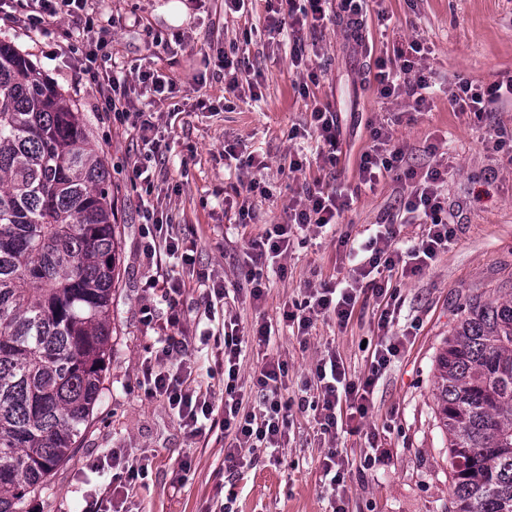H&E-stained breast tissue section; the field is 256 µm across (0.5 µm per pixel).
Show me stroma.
<instances>
[{"mask_svg": "<svg viewBox=\"0 0 512 512\" xmlns=\"http://www.w3.org/2000/svg\"><path fill=\"white\" fill-rule=\"evenodd\" d=\"M94 8L112 33L108 72L127 79L129 99L143 107L148 98L135 76L152 67L173 76L180 86L174 98L158 103L160 131L169 148L157 168L154 191L158 213L179 224L181 251L172 269L186 283L182 308L187 323L201 309V279L224 282L235 298L217 307L216 321L235 319L241 331L257 322L277 323L279 334L269 348L250 346L238 382L251 388L265 355L285 361L288 374L279 390L284 400L297 398L317 360L336 352L349 376H363L379 316L372 293L361 294L352 319H318L309 335H298L280 322L284 306L302 301L307 283L335 281L348 262L337 246L339 234L358 235L386 213L398 212L403 193L395 178L376 189L361 185L357 163L372 144L371 127L388 125L405 150L403 167L424 172L448 168V216L454 236L425 272L393 279L402 299L396 333L414 328L412 346L381 377L374 406L356 434H321L312 412L291 410L279 461L259 458L229 476L224 466V432L195 436L167 403L148 397L141 369L159 350L157 331L143 323L142 310L153 305L157 322L166 319L164 302L154 300L148 282L156 274L147 256V226L142 218L135 165L147 163L148 151L132 119L116 120L97 109L95 99L68 60L51 56L41 38L0 27V39L14 42L67 91L82 112L87 130L104 156L118 210L120 276L112 294V344L104 389L93 420L76 444L70 461L53 473L46 493L26 501L24 512H84L112 477V456L147 463L144 478L130 490L126 512H332L331 490L323 486L320 462L337 448L350 462L348 512H446L450 498L448 441L435 424L434 363L449 332L465 317L469 300L512 295V146L495 147L499 130L512 129V103L475 116L449 102L460 82L486 88L512 74V0H368L362 15L361 42L346 37L348 19L340 15L318 31L313 66L319 82L309 95L330 104L340 124L339 161L320 168L317 143L307 136L309 113L300 79L290 66L294 42L268 45L250 36L265 17L264 0H253L246 14L228 13L224 0H96ZM391 22L382 25L380 15ZM140 16L142 24L131 21ZM167 47L154 44V36ZM420 40L428 49L426 74L435 84L427 109L408 112L400 100L380 98L373 76L375 61L393 44ZM243 70L261 75L263 97L253 100L247 88L224 89V54ZM238 154L263 155L261 174L224 164L225 145ZM291 155L306 159L302 171L283 167ZM258 177L267 194L256 197L254 216L240 224L236 210L224 207L240 181ZM351 195L335 232L310 228L299 232L285 259L284 273H270L261 306L245 291L239 267L249 242L269 225L283 223V209L312 179ZM222 348L196 335L183 361L171 369H190L195 383L208 388L223 418ZM389 456L372 469L363 460L371 441Z\"/></svg>", "mask_w": 512, "mask_h": 512, "instance_id": "stroma-1", "label": "stroma"}]
</instances>
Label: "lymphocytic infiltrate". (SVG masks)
<instances>
[{
    "label": "lymphocytic infiltrate",
    "instance_id": "obj_1",
    "mask_svg": "<svg viewBox=\"0 0 512 512\" xmlns=\"http://www.w3.org/2000/svg\"><path fill=\"white\" fill-rule=\"evenodd\" d=\"M364 2L266 0V17L260 33L271 42L285 34L299 42L305 32L324 27L334 10H341L350 20H357ZM0 24L18 26L49 40L51 54L69 58L74 69L86 77L103 111L114 113L118 118L130 111L137 112L140 139L148 145L151 154L162 151L153 111L133 109L123 81L115 77L100 78L95 69L98 58L106 56L110 41L107 29L91 12L89 0H0ZM424 60L423 44L417 40L395 45L391 54L378 58L374 81L379 96L404 98L411 112L427 108L430 84ZM507 100H512V75L483 90L472 87L469 82H461L451 96L457 111L478 116L491 111L494 104ZM309 127L319 144L318 159L323 165H336L339 123L331 106L312 103ZM371 137L373 145L361 155L358 164L361 182L373 189L382 178L392 175L397 181L406 183L403 210L423 224L425 232L418 243L403 244L395 230L396 216L386 215L364 240L347 234L339 236L338 245L345 248L351 263L347 275L340 281L323 282L319 287L307 289L304 300L283 313L284 320L296 324L299 333L304 335L318 317L325 315L334 316L337 323L344 326L350 321L362 290L371 289L374 296L382 298L385 306L377 321L380 338L371 353L370 372L363 378L351 379L342 360L335 353H327L317 361L312 372L316 396L302 395L290 403L275 396L281 378L288 373L287 365L281 359L269 357L253 377V385L262 401L259 407L251 408L237 384L240 359L248 343L270 346L276 336L275 327L270 323L262 324L249 339L235 327L225 332L223 427L230 443L224 450V463L229 471H236L240 466L244 451L269 449L276 452L281 449L288 426V411L293 406L303 412L313 411L322 434L335 436L341 426L349 433L359 432L372 409L375 388L383 370L409 342L407 336L392 332L401 305L396 289L389 286V279L422 274L452 240L447 200L442 192L448 170L439 165L421 174L410 168L401 169L405 152L403 147L393 144L388 128H373ZM349 205L350 198L344 191L321 180L303 184L288 201L285 222L272 225L250 242L240 276L250 287L249 296L254 305L265 301L269 288L266 272L273 269L278 260L287 257L295 235L311 227L332 230ZM144 219L150 225L151 251L156 265L151 286L160 291L168 304L167 325L171 332L164 336L163 346L154 361L145 365L143 376L150 396L166 400L191 433L199 435L205 432V422L214 412L210 395L186 388L183 378L167 366L173 354L186 353L190 345L188 330L178 311L186 284L167 264L168 258L179 250V239L174 225L158 217L154 206H145Z\"/></svg>",
    "mask_w": 512,
    "mask_h": 512
}]
</instances>
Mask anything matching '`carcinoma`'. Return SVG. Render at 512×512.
I'll return each mask as SVG.
<instances>
[{
	"instance_id": "cac0c4a2",
	"label": "carcinoma",
	"mask_w": 512,
	"mask_h": 512,
	"mask_svg": "<svg viewBox=\"0 0 512 512\" xmlns=\"http://www.w3.org/2000/svg\"><path fill=\"white\" fill-rule=\"evenodd\" d=\"M118 241L76 103L0 39V512L73 456L101 397ZM448 512H512V297L474 301L436 357Z\"/></svg>"
}]
</instances>
